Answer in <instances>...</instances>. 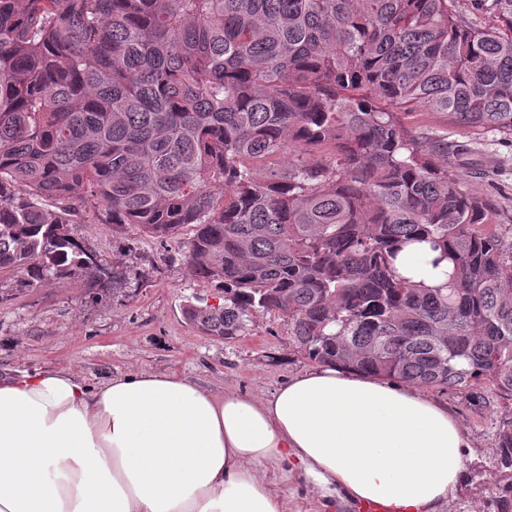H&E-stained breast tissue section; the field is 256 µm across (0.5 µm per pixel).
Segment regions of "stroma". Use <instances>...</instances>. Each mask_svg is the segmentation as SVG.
<instances>
[{"label":"stroma","mask_w":512,"mask_h":512,"mask_svg":"<svg viewBox=\"0 0 512 512\" xmlns=\"http://www.w3.org/2000/svg\"><path fill=\"white\" fill-rule=\"evenodd\" d=\"M406 121L420 130L447 132L449 143L467 145L468 154L449 165V174L472 192L490 197L501 226L511 227L512 137L466 131L428 112L411 114ZM76 232L100 266L115 272L114 281L63 274L32 288L20 274L0 272L1 375L57 366L100 383L131 370L176 372L219 392L266 398L287 378L314 368V361L293 346L288 320L280 314L257 315L249 333L230 342L185 322L182 307L187 301H223L188 276L190 228L164 240L132 225L116 231L108 224L86 223L77 225ZM427 394L448 404L469 443L464 471L445 512H494L497 429L512 416V401L488 389L476 401L446 389L431 388ZM279 488L288 512H365L340 499L327 503L297 470Z\"/></svg>","instance_id":"obj_1"}]
</instances>
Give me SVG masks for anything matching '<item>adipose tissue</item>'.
<instances>
[{"label": "adipose tissue", "instance_id": "obj_1", "mask_svg": "<svg viewBox=\"0 0 512 512\" xmlns=\"http://www.w3.org/2000/svg\"><path fill=\"white\" fill-rule=\"evenodd\" d=\"M431 257L407 245L399 271L440 284ZM467 446L447 405L336 365L265 399L169 373L0 376V512H286L281 464L370 512H444Z\"/></svg>", "mask_w": 512, "mask_h": 512}]
</instances>
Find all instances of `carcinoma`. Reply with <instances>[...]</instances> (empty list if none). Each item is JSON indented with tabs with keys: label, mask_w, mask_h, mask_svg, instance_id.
Masks as SVG:
<instances>
[{
	"label": "carcinoma",
	"mask_w": 512,
	"mask_h": 512,
	"mask_svg": "<svg viewBox=\"0 0 512 512\" xmlns=\"http://www.w3.org/2000/svg\"><path fill=\"white\" fill-rule=\"evenodd\" d=\"M469 2L0 0V270L99 269L75 214L189 225L188 275L224 297L184 305L204 334L275 312L318 364L512 400V234L405 121L512 136V0ZM415 242L445 283L398 272ZM496 461L512 512V417Z\"/></svg>",
	"instance_id": "obj_1"
}]
</instances>
